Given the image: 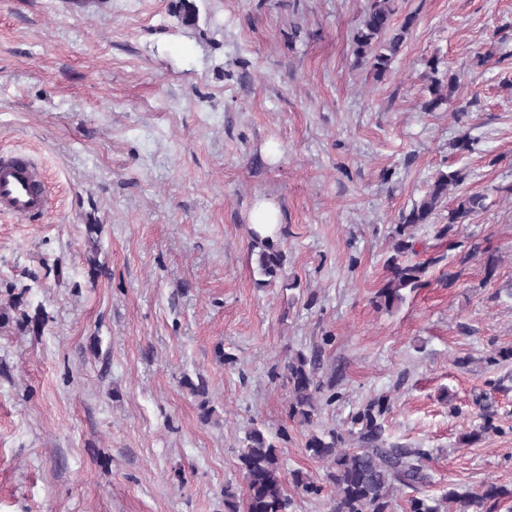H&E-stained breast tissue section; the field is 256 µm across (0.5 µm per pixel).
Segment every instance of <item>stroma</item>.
Segmentation results:
<instances>
[{"instance_id": "1", "label": "stroma", "mask_w": 512, "mask_h": 512, "mask_svg": "<svg viewBox=\"0 0 512 512\" xmlns=\"http://www.w3.org/2000/svg\"><path fill=\"white\" fill-rule=\"evenodd\" d=\"M370 3L0 0V152L51 201L0 214V512L241 508L254 428L321 488L290 512H329L308 434L382 395L387 445L430 453L420 496L512 486V0H397L417 23L381 81L351 55ZM435 77L457 88L430 111ZM456 169L485 210L413 227L422 284L377 308L393 227ZM261 199L287 256L265 288ZM316 350L308 427L284 366ZM251 224L262 236L274 237L279 224L278 209L270 201H258L251 214Z\"/></svg>"}]
</instances>
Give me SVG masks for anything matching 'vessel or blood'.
<instances>
[{"label": "vessel or blood", "mask_w": 512, "mask_h": 512, "mask_svg": "<svg viewBox=\"0 0 512 512\" xmlns=\"http://www.w3.org/2000/svg\"><path fill=\"white\" fill-rule=\"evenodd\" d=\"M48 208L42 172L26 157H1L0 213L32 221Z\"/></svg>", "instance_id": "vessel-or-blood-1"}]
</instances>
